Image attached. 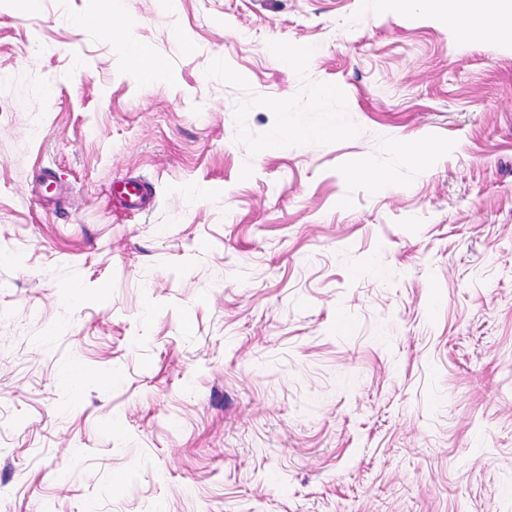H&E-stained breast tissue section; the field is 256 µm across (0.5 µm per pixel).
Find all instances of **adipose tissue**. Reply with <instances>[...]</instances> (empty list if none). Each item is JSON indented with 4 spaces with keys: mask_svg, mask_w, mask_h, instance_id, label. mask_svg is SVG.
I'll list each match as a JSON object with an SVG mask.
<instances>
[{
    "mask_svg": "<svg viewBox=\"0 0 512 512\" xmlns=\"http://www.w3.org/2000/svg\"><path fill=\"white\" fill-rule=\"evenodd\" d=\"M433 14L454 30L461 40L474 35L512 42V0H496L485 7L481 0H429Z\"/></svg>",
    "mask_w": 512,
    "mask_h": 512,
    "instance_id": "ef3b65f1",
    "label": "adipose tissue"
}]
</instances>
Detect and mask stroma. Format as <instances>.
Instances as JSON below:
<instances>
[{
	"instance_id": "35a3bbf8",
	"label": "stroma",
	"mask_w": 512,
	"mask_h": 512,
	"mask_svg": "<svg viewBox=\"0 0 512 512\" xmlns=\"http://www.w3.org/2000/svg\"><path fill=\"white\" fill-rule=\"evenodd\" d=\"M0 512H512V44L425 0H0ZM131 29L129 25L130 37L126 43V60L144 84L149 85L155 79L159 68L149 49L132 36ZM112 193L118 195L132 209L143 207L150 198V189L148 183L144 180L122 182L118 188L116 186L112 187Z\"/></svg>"
}]
</instances>
